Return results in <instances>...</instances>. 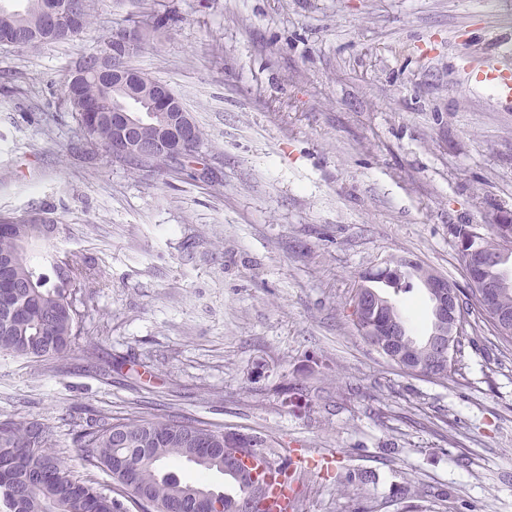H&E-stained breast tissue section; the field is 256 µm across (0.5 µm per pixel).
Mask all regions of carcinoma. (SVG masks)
<instances>
[{"instance_id": "cac0c4a2", "label": "carcinoma", "mask_w": 512, "mask_h": 512, "mask_svg": "<svg viewBox=\"0 0 512 512\" xmlns=\"http://www.w3.org/2000/svg\"><path fill=\"white\" fill-rule=\"evenodd\" d=\"M45 0H28L22 10L0 8V32L24 31L19 47L34 49L47 43L73 40L94 20L91 3L80 0L78 27L65 34L40 25ZM127 30L112 32L85 56L92 63L113 51L115 38ZM64 98L84 138L112 152L115 132L112 110L121 102L112 78L89 70L80 76L66 75ZM93 105L96 111H85ZM195 151L182 157L160 155L138 162L142 167L161 169L181 166ZM56 230L50 218H20L0 230V354L39 361L59 357L71 349L82 334V322L93 296L87 284L95 279L86 257L65 255L51 247ZM491 280L509 278L511 287L502 289L500 305L512 311V275L504 266L487 271ZM370 289L385 302L379 317L405 324L398 308L375 284L394 292L412 288L410 276L392 281L373 273ZM253 441L247 457H260L268 468L287 482L295 481L290 458L266 452L267 437L248 433ZM54 431L42 422L0 421V505L6 512H240L241 501H253L254 512H265L269 485L265 474L251 473L243 463L224 469V432L201 424L181 422L158 414H139L116 422L103 416L73 437V447L88 466L112 477V495L101 493L89 478L73 474ZM184 459L203 471L216 470L237 485L234 495L219 493L203 482L183 483L158 468L159 462Z\"/></svg>"}]
</instances>
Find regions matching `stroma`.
<instances>
[{
	"label": "stroma",
	"mask_w": 512,
	"mask_h": 512,
	"mask_svg": "<svg viewBox=\"0 0 512 512\" xmlns=\"http://www.w3.org/2000/svg\"><path fill=\"white\" fill-rule=\"evenodd\" d=\"M95 11L69 43L0 46V215L52 213L55 249L96 268L69 352L0 354V420L48 424L67 456L101 415L261 432L312 462L297 512H512V344L475 312L457 373L408 376L351 316L360 275L392 259L466 289L456 226L512 219V108L463 71L489 54L512 65V0ZM119 27L143 37L131 66L205 133L182 169L86 147L62 99ZM396 304L411 336L430 333L421 282Z\"/></svg>",
	"instance_id": "1"
}]
</instances>
